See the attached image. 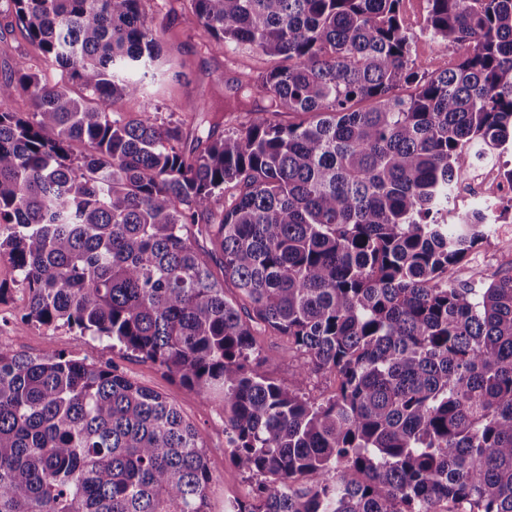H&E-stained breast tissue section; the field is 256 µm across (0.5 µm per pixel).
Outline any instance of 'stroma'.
Here are the masks:
<instances>
[{
    "instance_id": "35a3bbf8",
    "label": "stroma",
    "mask_w": 512,
    "mask_h": 512,
    "mask_svg": "<svg viewBox=\"0 0 512 512\" xmlns=\"http://www.w3.org/2000/svg\"><path fill=\"white\" fill-rule=\"evenodd\" d=\"M163 0H144L147 20L167 28L161 73L149 93L162 123L191 129L192 113L185 103L208 98L243 76H255L269 68V57L235 45L209 43L190 10L177 7L167 12ZM402 12L410 23L411 54L421 74L430 76L451 66L460 56L457 46H443L424 39L425 0H403ZM37 43L24 38L10 12L8 0H0V75L12 71L18 61L39 63ZM28 294L14 289L0 302V350L30 357L56 352L69 358L116 365L135 384L154 390L174 404L194 425L207 450L208 467L214 480L208 491L209 512H224L229 502H250L253 486L238 467L224 436V415L211 399L182 385L165 368L124 347L112 344L78 328L62 324L42 325L26 321ZM263 368L281 384L292 381L301 357L289 348L287 337L261 335L257 338Z\"/></svg>"
}]
</instances>
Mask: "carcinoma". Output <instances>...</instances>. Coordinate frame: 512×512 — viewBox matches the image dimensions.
<instances>
[{
  "instance_id": "1",
  "label": "carcinoma",
  "mask_w": 512,
  "mask_h": 512,
  "mask_svg": "<svg viewBox=\"0 0 512 512\" xmlns=\"http://www.w3.org/2000/svg\"><path fill=\"white\" fill-rule=\"evenodd\" d=\"M9 2L42 52L0 77V259L25 319L213 399L255 481L227 512H512V254L458 286L486 214L441 219L457 171L512 142V0H427L428 34L467 47L430 77L402 0H184L208 37L279 60L220 111L186 103L189 150L150 112L165 30L142 0ZM123 96L138 118L112 113ZM266 330L304 358L286 386ZM313 372L336 383L322 403ZM212 481L196 429L116 367L0 351V512H207Z\"/></svg>"
}]
</instances>
